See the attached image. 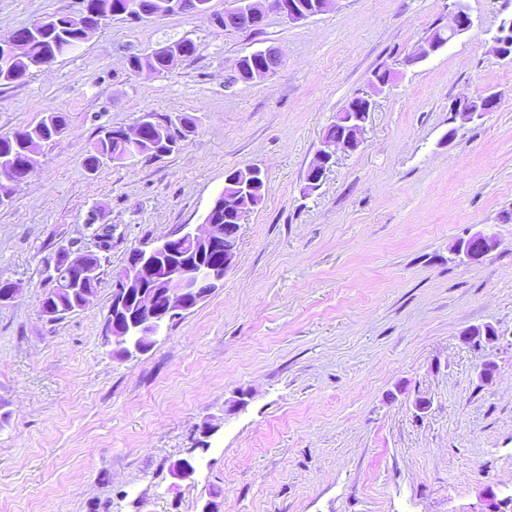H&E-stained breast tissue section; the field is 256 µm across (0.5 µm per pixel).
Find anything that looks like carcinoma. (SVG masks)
I'll return each instance as SVG.
<instances>
[{"instance_id":"1","label":"carcinoma","mask_w":512,"mask_h":512,"mask_svg":"<svg viewBox=\"0 0 512 512\" xmlns=\"http://www.w3.org/2000/svg\"><path fill=\"white\" fill-rule=\"evenodd\" d=\"M103 13H120L127 10L129 0H89ZM16 51L0 57V85L20 82L37 69L52 64L57 58L78 49L83 43V31L65 15L52 16L15 31ZM176 59L148 55L129 59L130 69L137 72L147 68L159 74L170 71ZM143 137L137 156L157 159L175 153L181 144L170 132L173 123L180 125L182 136L193 132L195 124L188 116L175 117L157 112L142 114ZM67 127L63 112H47L40 122L29 128L0 136V158L7 164L0 168V192L7 198L26 179V167L33 156L40 154L43 144L59 137ZM129 155L123 139V129L104 128L85 157L88 170H96L105 161L122 160Z\"/></svg>"}]
</instances>
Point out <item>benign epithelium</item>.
I'll use <instances>...</instances> for the list:
<instances>
[{
	"label": "benign epithelium",
	"instance_id": "1",
	"mask_svg": "<svg viewBox=\"0 0 512 512\" xmlns=\"http://www.w3.org/2000/svg\"><path fill=\"white\" fill-rule=\"evenodd\" d=\"M334 2L319 0L317 12L326 11ZM81 4V9L70 18L87 37L106 23L109 17L86 0H81ZM173 5L181 13L204 16L210 11L209 0H175ZM270 12L279 13L293 23L304 21L317 13L299 5L297 0H252L248 11L231 8L224 12V21L240 29L258 30ZM471 26L467 0H451L448 37H427L416 59L421 60L438 51ZM495 43L496 52L512 61V20L501 24ZM255 53L264 61L265 77L274 73L280 65V55L273 47L257 49ZM497 106L498 94L487 89L466 100L458 116L466 122L478 121L495 111ZM372 110L373 101L366 94L355 97L351 111L336 114L337 121L349 126V138L336 142L320 141L314 161L309 166L312 180L310 185L304 187L303 193L309 195L319 189L337 153L346 154L358 149ZM240 182L244 183V188L233 192L227 201L237 214L238 223L230 226L237 236L240 235L241 222L246 213L259 201L257 188L266 182L265 171L257 165H246L242 167ZM222 207L224 201L217 197L197 227L186 225L177 234L165 237L151 248H135L130 252L124 270L114 281L109 311L112 323L106 325L104 330L105 340L112 343L115 351L122 353L123 357L149 351L164 335L171 320L187 313L207 296L224 287V277L236 263L238 247L224 248V226L211 220V214ZM468 241L472 243L469 249L466 248ZM468 241L458 240L454 243L456 254L468 262L481 260L497 244L494 235L483 231L473 233ZM160 285L169 289V300L164 306L156 301Z\"/></svg>",
	"mask_w": 512,
	"mask_h": 512
}]
</instances>
